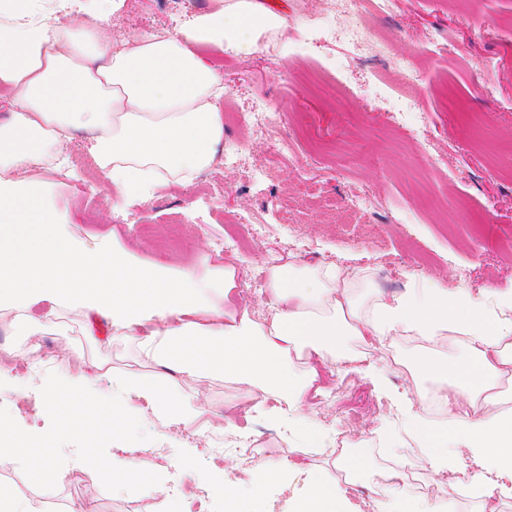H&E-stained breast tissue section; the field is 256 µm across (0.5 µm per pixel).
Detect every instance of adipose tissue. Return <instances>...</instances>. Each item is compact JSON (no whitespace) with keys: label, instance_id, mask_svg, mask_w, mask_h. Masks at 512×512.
Masks as SVG:
<instances>
[{"label":"adipose tissue","instance_id":"ef3b65f1","mask_svg":"<svg viewBox=\"0 0 512 512\" xmlns=\"http://www.w3.org/2000/svg\"><path fill=\"white\" fill-rule=\"evenodd\" d=\"M75 0H0V323L24 328L31 350L64 310L106 320L156 373L116 375L102 390L94 372L62 364L39 385L44 414L92 406L104 412L114 440L137 441L145 423L178 445L179 430L202 410L200 395L170 390L162 374L219 375L247 385L286 445L276 461L261 460L262 482H277L303 464L302 449L323 431L298 410L320 393L322 374L345 365L366 375L374 359L348 343L386 346L406 337L412 388L398 400L407 434L420 445L417 461L435 473L472 461L481 488L479 512H500L512 497V408L496 386L512 379V299L486 301V289L448 292L408 274L404 290L384 297L361 268L270 265L267 317L254 318L238 299L234 266L199 277L192 265L142 261L116 238L74 237L71 214L58 207L54 174H68L69 148L83 139L108 188L143 201L155 184L190 182L224 148V77L201 56L204 48L253 52L263 36L287 22L261 0H208L171 34L120 43L96 18L119 12L124 0H86L88 20L72 19ZM467 355L449 363L452 337ZM452 398L442 420L421 415L427 397ZM41 435H19L0 417V470L23 465L44 493L77 468L105 480H135L143 463L132 455L86 448L64 456L34 452ZM344 490L326 476L310 480L294 512H342Z\"/></svg>","mask_w":512,"mask_h":512}]
</instances>
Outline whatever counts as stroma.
<instances>
[{
  "mask_svg": "<svg viewBox=\"0 0 512 512\" xmlns=\"http://www.w3.org/2000/svg\"><path fill=\"white\" fill-rule=\"evenodd\" d=\"M288 20L274 49L258 48L247 56L212 57L224 76L234 111L248 112L267 101L282 115L295 138L293 154L256 134L243 141L230 165L215 164L191 183L166 182L141 204L124 201L102 182L79 146L70 162L75 179L66 181L58 202L76 212L71 232L79 237L114 232L136 256L166 264L191 263L211 275L219 263H241L237 285L242 302L265 314L261 288L266 262L282 257L302 265L340 262L364 268L384 294L401 290L404 275L416 273L449 289L488 288L512 292V0H398L391 14L373 19L389 34L392 50L368 39L358 54L336 42L298 49L293 38L300 15L312 13L317 0H262ZM207 0H126L108 27L113 39H131L156 31L174 32L186 15ZM418 64L420 83L411 121L393 114L388 94L372 83L388 77L395 57ZM489 59L475 71L473 60ZM493 86L495 98L482 94ZM366 196L367 212L351 217L345 199ZM257 221L260 234L232 251L224 239L235 224ZM39 351L16 366L12 351L24 350L20 329L0 327V348L8 358L0 370L26 376V396L10 382L0 383V414L17 416L18 428L36 431L56 448L85 446L81 431L60 432L57 419L43 415L37 385L53 373L61 352L76 366L101 363L132 374L151 372L132 347L103 326L87 331L83 315L62 312L40 338ZM410 351L407 342L377 354L387 389L379 391L364 375L340 371L325 376V390L302 406L313 427L347 429L352 448H379L385 460L412 458L416 446L381 441L380 430L400 427L390 392L407 387L398 365ZM177 392L204 391L202 415L182 428L179 463L161 435L141 434L138 456L152 477L188 491L204 490L209 512H225L223 486L238 489L239 512H290L307 488L306 473L333 477L334 462L319 456L305 460V471L254 495V468L235 467L216 479L217 464L207 448L217 439L242 433L268 448H283L280 429L254 409L247 386L220 377H176ZM237 398L244 407L224 422V403ZM41 512H66L76 500L93 503L96 512H161L149 483L108 487L87 470H74L53 494L31 485L21 467L0 472Z\"/></svg>",
  "mask_w": 512,
  "mask_h": 512,
  "instance_id": "1",
  "label": "stroma"
}]
</instances>
